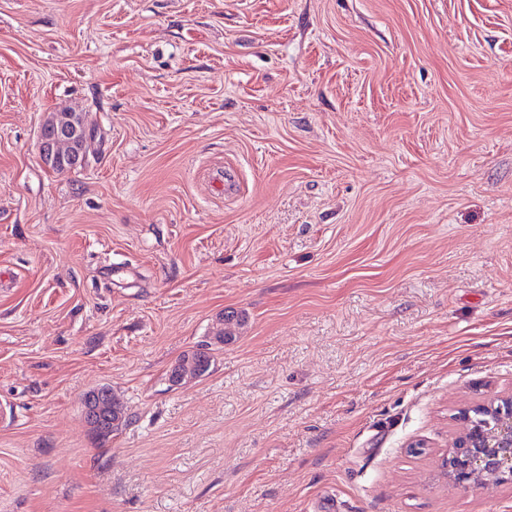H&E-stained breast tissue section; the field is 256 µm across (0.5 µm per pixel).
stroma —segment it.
<instances>
[{
    "mask_svg": "<svg viewBox=\"0 0 512 512\" xmlns=\"http://www.w3.org/2000/svg\"><path fill=\"white\" fill-rule=\"evenodd\" d=\"M511 391L512 0H0V512H512ZM56 112L71 113L55 118L49 130H41L39 155L44 167L52 172H57L60 166L77 167L87 163L86 146L93 137V131L81 114L67 109ZM91 404L87 409V417L89 424L93 426H103L108 423L117 424L120 421V415L117 410L113 408L111 394L108 390L97 392L91 398ZM112 412H114L116 419H112ZM459 420L462 429L441 462L448 480L472 489L511 481L512 394L463 410Z\"/></svg>",
    "mask_w": 512,
    "mask_h": 512,
    "instance_id": "1",
    "label": "stroma"
}]
</instances>
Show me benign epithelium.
I'll use <instances>...</instances> for the list:
<instances>
[{"label": "benign epithelium", "instance_id": "7a95c632", "mask_svg": "<svg viewBox=\"0 0 512 512\" xmlns=\"http://www.w3.org/2000/svg\"><path fill=\"white\" fill-rule=\"evenodd\" d=\"M93 131L72 112L59 116L54 126L41 131L39 155L42 164L55 172L61 167H77L88 159L86 146ZM112 397L109 391L96 393L87 408L88 422L103 426L112 418ZM459 420L462 429L455 438L441 467L448 480L464 487L477 489L490 481L512 480V395L493 397L464 410Z\"/></svg>", "mask_w": 512, "mask_h": 512}]
</instances>
